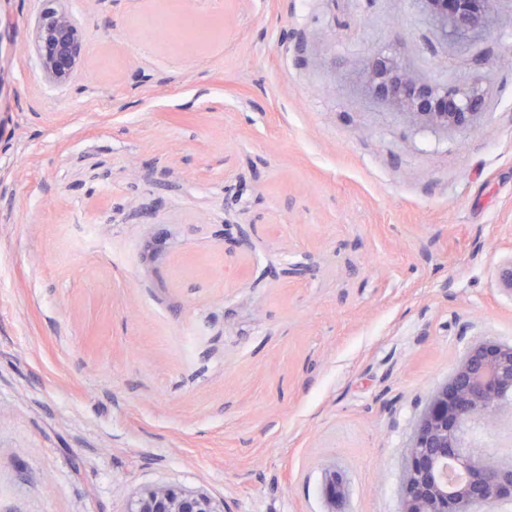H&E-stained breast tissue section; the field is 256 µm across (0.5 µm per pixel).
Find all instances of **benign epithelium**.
<instances>
[{
    "mask_svg": "<svg viewBox=\"0 0 512 512\" xmlns=\"http://www.w3.org/2000/svg\"><path fill=\"white\" fill-rule=\"evenodd\" d=\"M31 24L27 48L51 85L72 82L89 53L88 40L68 8V0H48ZM440 28L454 36L489 30L493 0H423ZM366 82L380 99L421 126L469 132L487 98V79L467 87L423 81L385 55L374 58ZM500 290L512 296V259L497 269ZM512 420V343L485 339L471 343L448 380L432 389L414 425L402 470L400 512H494L512 501V463L476 447L471 431L497 429ZM465 479L448 483V464ZM323 492L336 512L346 484L333 468L325 470ZM126 512H224L207 492L172 486L145 488Z\"/></svg>",
    "mask_w": 512,
    "mask_h": 512,
    "instance_id": "benign-epithelium-1",
    "label": "benign epithelium"
}]
</instances>
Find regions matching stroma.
Returning <instances> with one entry per match:
<instances>
[{"mask_svg":"<svg viewBox=\"0 0 512 512\" xmlns=\"http://www.w3.org/2000/svg\"><path fill=\"white\" fill-rule=\"evenodd\" d=\"M69 0L90 52L48 84L0 0V512H400L413 425L480 339L512 343V0L447 37L422 0ZM378 54L488 77L459 134L373 94ZM240 222L247 247L224 251ZM303 263V278L271 269ZM323 492L330 510L336 511V504L342 502L346 495V484L340 474L336 473V469L326 468L323 482ZM217 503L202 490L186 491L172 486H155L137 492L126 512H223Z\"/></svg>","mask_w":512,"mask_h":512,"instance_id":"stroma-1","label":"stroma"}]
</instances>
